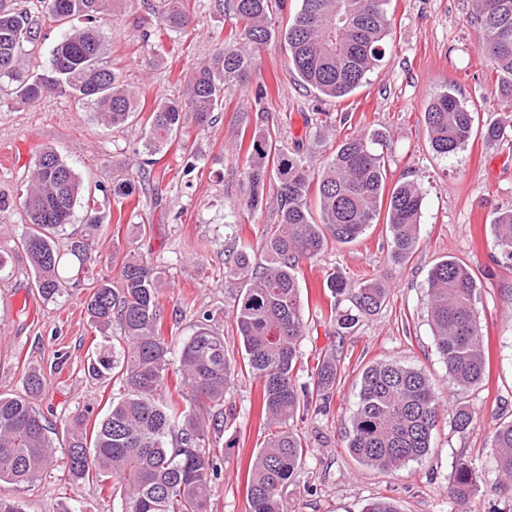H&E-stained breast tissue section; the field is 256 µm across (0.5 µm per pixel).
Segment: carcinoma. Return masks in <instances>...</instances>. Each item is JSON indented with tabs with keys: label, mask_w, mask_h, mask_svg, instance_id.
<instances>
[{
	"label": "carcinoma",
	"mask_w": 512,
	"mask_h": 512,
	"mask_svg": "<svg viewBox=\"0 0 512 512\" xmlns=\"http://www.w3.org/2000/svg\"><path fill=\"white\" fill-rule=\"evenodd\" d=\"M47 13L65 25L74 18L95 20L109 0H43ZM300 8L281 30L273 28L272 0H232L238 26L210 61L192 68L182 98L159 102L152 111L146 149L157 153L183 134L185 117L192 114L203 126L223 105L224 91L247 82L258 69V53L274 35L288 50V65L300 83L329 98L358 89L386 54L385 38L390 0H299ZM475 18L483 30L479 46L496 75L495 92L512 105V0H474ZM156 22L171 33L183 32L189 16L182 0H163ZM31 19L0 0V80L13 85L19 104H34L54 91L70 90L73 97L97 110L99 122L121 126L138 112L135 97L120 73L103 64V40L94 27L68 28L53 49L50 71L23 75L20 50L35 40ZM433 150L455 154L471 139L474 113L457 90L435 96L424 112ZM488 142L512 139V125L490 122L481 127ZM384 136L362 133L346 140L314 174L296 154L277 147L268 129L254 131L253 160L245 172V204L261 203L267 182L277 186L279 222L267 228L262 247L264 263L252 262L245 246L224 259V273L242 281L236 299V324L242 341L244 369L262 386V410L278 426L256 452L246 480L248 512H284L282 491L302 468L309 447L284 428L315 399L327 401L340 369L336 356L318 360L313 385L298 390L293 379L298 345L305 335L300 286L295 267L313 259L333 240L350 244L378 223L386 211L392 257L405 262L419 241L423 194L417 182L405 180L387 188L384 156L377 149ZM316 196L320 220L309 206ZM85 201L86 223L102 224L92 198L82 199L80 180L54 150L41 152L23 194L26 224L16 244L23 253L33 287L45 301L64 295L76 277L88 272V243L81 238L62 252L56 239L72 222L74 209ZM494 248L512 262V210L494 224ZM161 271L146 258L122 262L117 283L93 281L85 301L96 327L104 330L116 319L123 346L99 348L90 360L94 379L117 378L124 394L112 401L103 419L88 428L87 409L50 427L36 408L45 391L40 371L25 376L26 394H0V483H25L42 476L63 460L67 479L76 483L97 475L120 483L121 512H211L213 488L207 452L209 434L221 431L223 412L211 415L210 427L201 412L224 405L235 364L224 349V336L209 328L203 317L194 334L175 346L160 335L158 323ZM427 313L437 353L448 375L459 386L481 383L486 376L484 336L475 307L477 283L467 265L447 257L428 272ZM325 288L333 297L346 296L353 308L330 307L336 335L354 331L360 321L375 315L386 298V286L371 279L353 287L331 275ZM179 354L178 373L187 393L183 402L156 400L173 354ZM356 410L346 431L351 455L383 470H398L425 458L431 434L442 410L433 382L423 373L397 362L366 366L359 378ZM451 426L466 430L475 422L469 407L448 408ZM495 467L512 486V419L501 422L492 436ZM474 463L460 458L448 487L458 512H472L479 488Z\"/></svg>",
	"instance_id": "cac0c4a2"
}]
</instances>
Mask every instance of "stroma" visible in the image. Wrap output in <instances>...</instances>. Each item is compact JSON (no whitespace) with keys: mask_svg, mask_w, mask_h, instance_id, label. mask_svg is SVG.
I'll list each match as a JSON object with an SVG mask.
<instances>
[{"mask_svg":"<svg viewBox=\"0 0 512 512\" xmlns=\"http://www.w3.org/2000/svg\"><path fill=\"white\" fill-rule=\"evenodd\" d=\"M154 0H119L101 21L104 63L119 70L135 91L140 115L106 128L89 107L56 93L32 105L16 104L0 91V249H11L22 231L18 199L40 151L55 149L80 178L104 218L90 247L91 278L117 279L123 260L140 254L161 268V333L180 343L202 316L223 334L232 359H239L235 299L241 283L224 273V252L235 242L260 257L265 229L278 221L275 184H268L257 211L243 208L249 164L247 149L256 125L274 128L286 152H299L311 171H320L336 146L361 132L387 139L389 182L418 181L423 197L420 241L405 262L391 256L385 224L372 225L352 244L332 243L314 259L301 260L298 277L308 333L299 345L296 386L312 384L319 357L335 353L340 376L326 405L297 413L291 428L310 452L295 481L283 491L284 512H362L371 501L392 500L400 512H456L448 494L457 458L481 472L473 512H512V491L501 489L494 467L492 435L512 418V264L494 261L492 220L512 209V141L490 144L473 137L454 155L436 154L423 113L430 100L455 86L479 120L504 118L495 95V75L479 50L482 30L472 0H391V31L382 66L350 95L330 99L309 92L288 67L278 41L261 51L259 69L245 84L225 90L224 104L206 127L187 118L180 139L143 165L146 120L158 101L185 91L192 67L211 59L234 27L231 0H183L191 18L186 36L157 34ZM38 25L39 38L24 45L29 71L48 69L63 26L42 13L38 0H16ZM145 166L134 193L114 197L120 164ZM467 263L479 294V321L488 342L489 376L462 388L449 377L432 336L426 307L427 275L441 257ZM348 282L376 278L387 287L378 313L340 337L329 319V274ZM87 285L43 303L30 286L26 262L14 259L0 274V393L20 394L29 370H41L46 390L38 408L53 424L94 409L104 417L121 391L113 380H94L89 359L101 341L84 301ZM396 360L424 372L440 400L470 407L476 423L455 430L440 415L429 456L384 471L358 462L347 448L346 430L358 402V378L372 362ZM261 383L236 371L224 395L227 421L210 452L212 512H247L249 459L262 447ZM0 497L22 503L25 512H121L111 483H68L62 470L28 483H0Z\"/></svg>","mask_w":512,"mask_h":512,"instance_id":"obj_1","label":"stroma"}]
</instances>
